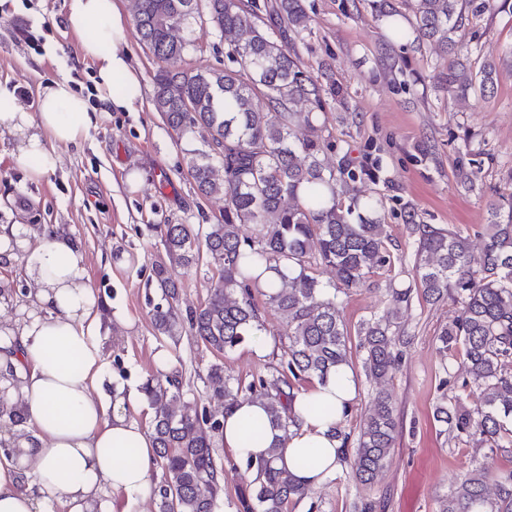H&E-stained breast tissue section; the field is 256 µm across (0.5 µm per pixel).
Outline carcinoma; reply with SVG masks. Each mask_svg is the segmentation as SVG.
Listing matches in <instances>:
<instances>
[{"mask_svg": "<svg viewBox=\"0 0 512 512\" xmlns=\"http://www.w3.org/2000/svg\"><path fill=\"white\" fill-rule=\"evenodd\" d=\"M388 19L389 38L401 46L435 43L448 56L438 84L455 98L478 91L494 93L500 69L512 70V50L478 69L470 48L457 40L469 14L496 13L508 0H410L413 20L393 0H369ZM271 19L261 25V13ZM208 24L224 42L229 64L182 66L202 52L196 26ZM137 38L159 63L154 75V110L177 137L194 144L182 158L187 174L206 200L223 202L213 224H154L163 256L152 271L166 306L153 313L158 335L176 343L187 333L218 356L233 350L263 326L254 301L258 292L288 326V346L269 373L242 389L213 363L206 387L228 407L240 400L265 403L271 421L283 430L297 424L292 402L295 384L325 380L351 360L349 332L342 317L343 296L361 287L374 270L391 265L386 230L376 196L355 184L375 179L370 169L322 158L330 102H342V89L329 70L314 75L300 66L297 41L312 34L303 0H133ZM354 191L351 204L339 195ZM485 242L474 257L460 233L412 224L417 292L429 302L446 295L459 304L455 320L441 328L438 347L462 346L466 376L448 375L443 385L476 387L483 406L468 409L459 398L442 397L436 420L455 436H477L490 448L512 445V196L489 205ZM252 224L256 233H241ZM214 269L210 293L200 306L178 312L176 264L192 269L201 260ZM330 267L336 281L320 279ZM269 274L266 288L260 277ZM368 378L384 381L400 365L403 339L386 315H372L357 331ZM153 410L151 432L162 480L156 486L158 512H214L224 491V464L215 448L220 415L182 402L179 372L160 373L142 383ZM20 403L0 397V421L14 428V447L32 442ZM391 397L378 391L370 400L357 435L338 425L340 462L355 458L352 477L370 484L386 468L395 445ZM280 449L248 461L255 473L238 497V512H287L288 503L307 497L309 488L278 467ZM439 512H512V470L475 468L457 479Z\"/></svg>", "mask_w": 512, "mask_h": 512, "instance_id": "cac0c4a2", "label": "carcinoma"}]
</instances>
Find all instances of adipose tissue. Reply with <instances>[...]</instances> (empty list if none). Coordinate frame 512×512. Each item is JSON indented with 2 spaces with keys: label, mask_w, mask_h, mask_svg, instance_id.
Returning <instances> with one entry per match:
<instances>
[{
  "label": "adipose tissue",
  "mask_w": 512,
  "mask_h": 512,
  "mask_svg": "<svg viewBox=\"0 0 512 512\" xmlns=\"http://www.w3.org/2000/svg\"><path fill=\"white\" fill-rule=\"evenodd\" d=\"M65 22L79 36L83 58L95 66L100 99L130 110L141 94V73L125 49L127 23L115 0H67ZM96 119L70 81L56 79L30 112L0 83V137L31 177L56 169L59 144H76ZM0 258L21 259L34 289L25 318L0 328V389L25 405V426L36 441L23 453H5L13 437L0 428V512H132L151 499L155 450L151 432L126 412L92 393L107 369L94 339L100 300L90 285L79 240L58 230L27 235L22 225L0 224ZM350 366L302 391L292 405L291 432L272 423L261 403L242 400L223 413V444L239 461L281 446L277 461L307 487L321 485L338 467L336 425L356 398Z\"/></svg>",
  "instance_id": "obj_1"
}]
</instances>
